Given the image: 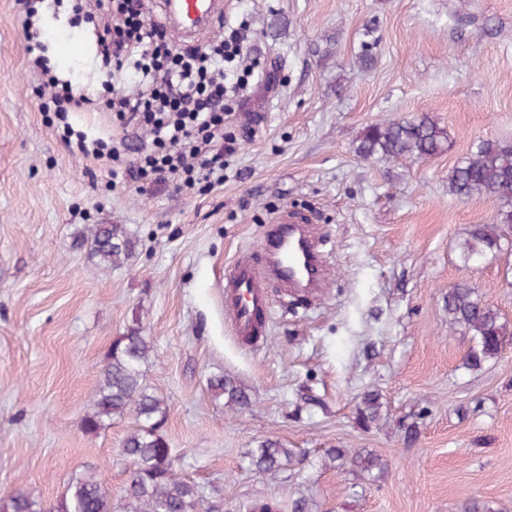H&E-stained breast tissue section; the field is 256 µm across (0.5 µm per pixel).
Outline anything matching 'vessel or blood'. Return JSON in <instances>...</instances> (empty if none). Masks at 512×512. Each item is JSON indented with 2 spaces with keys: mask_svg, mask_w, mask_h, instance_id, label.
<instances>
[{
  "mask_svg": "<svg viewBox=\"0 0 512 512\" xmlns=\"http://www.w3.org/2000/svg\"><path fill=\"white\" fill-rule=\"evenodd\" d=\"M165 12L180 8L181 22L175 30L183 36L216 26L224 15L220 0H161ZM263 265L252 258H239L232 273L224 279V299L235 332L242 339L260 343L266 334L271 307L266 295V278L303 292H314L322 285L321 263L313 245L311 226L287 217L274 221Z\"/></svg>",
  "mask_w": 512,
  "mask_h": 512,
  "instance_id": "vessel-or-blood-1",
  "label": "vessel or blood"
}]
</instances>
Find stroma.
Listing matches in <instances>:
<instances>
[{"label":"stroma","instance_id":"obj_1","mask_svg":"<svg viewBox=\"0 0 512 512\" xmlns=\"http://www.w3.org/2000/svg\"><path fill=\"white\" fill-rule=\"evenodd\" d=\"M246 24L255 62L230 101L236 138L211 188H139L127 172L69 152L64 127L91 139L152 138L110 113L44 111L49 90L27 54L40 32L52 76L101 89L94 0H49L25 21L0 0V498L49 505L94 475L113 499L130 469L119 448L133 417L95 434L82 418L116 336L139 320L153 342L147 385L184 479L217 487L223 512L245 499L300 496L310 512H512V340L466 367L472 345L448 322L450 284L476 288L512 321V233L477 265L458 244L500 204L448 192L482 140L512 141V0H223ZM374 62L362 67L364 43ZM429 115L448 140L429 159L373 163L355 144L372 123ZM308 214L329 269L323 293L269 284L266 338L253 349L224 317V274L262 253L283 210ZM122 224L132 257L107 266L76 239ZM233 377L250 404L225 407L210 381ZM378 393L379 420L357 406ZM267 439L296 451L278 476L249 468ZM330 448L363 449L384 472L336 468Z\"/></svg>","mask_w":512,"mask_h":512}]
</instances>
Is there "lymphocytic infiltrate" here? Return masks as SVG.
<instances>
[{
  "instance_id": "obj_1",
  "label": "lymphocytic infiltrate",
  "mask_w": 512,
  "mask_h": 512,
  "mask_svg": "<svg viewBox=\"0 0 512 512\" xmlns=\"http://www.w3.org/2000/svg\"><path fill=\"white\" fill-rule=\"evenodd\" d=\"M145 2L97 0L102 60L140 87L113 91L106 106L122 125L153 136V152L131 163L128 174L135 181L222 182L224 158L234 151L224 136V103L244 87L228 83L224 61L242 57L246 29H229L215 44L176 47L149 19Z\"/></svg>"
}]
</instances>
